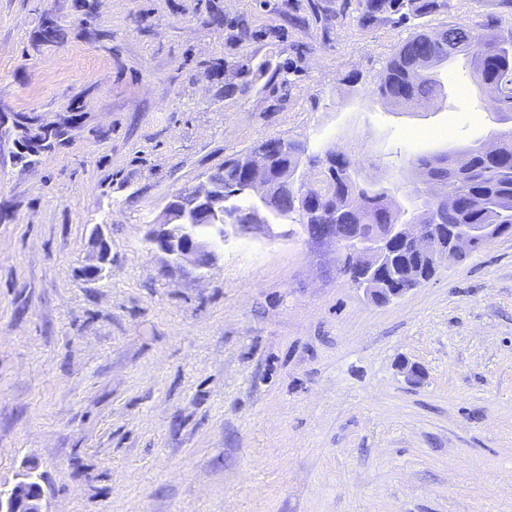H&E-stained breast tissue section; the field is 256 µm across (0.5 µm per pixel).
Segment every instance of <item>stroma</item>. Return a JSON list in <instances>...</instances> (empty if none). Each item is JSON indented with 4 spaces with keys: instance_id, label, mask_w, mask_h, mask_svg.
<instances>
[{
    "instance_id": "35a3bbf8",
    "label": "stroma",
    "mask_w": 512,
    "mask_h": 512,
    "mask_svg": "<svg viewBox=\"0 0 512 512\" xmlns=\"http://www.w3.org/2000/svg\"><path fill=\"white\" fill-rule=\"evenodd\" d=\"M310 1L0 0V110L77 123L35 167L0 152V483L35 465L47 512H512V236L383 305L288 220L199 275L144 239L262 140L391 185L512 128L461 57L429 106L369 103L411 25ZM449 5L429 24L512 25ZM265 59L281 72L225 93ZM98 224L112 271L89 282Z\"/></svg>"
}]
</instances>
